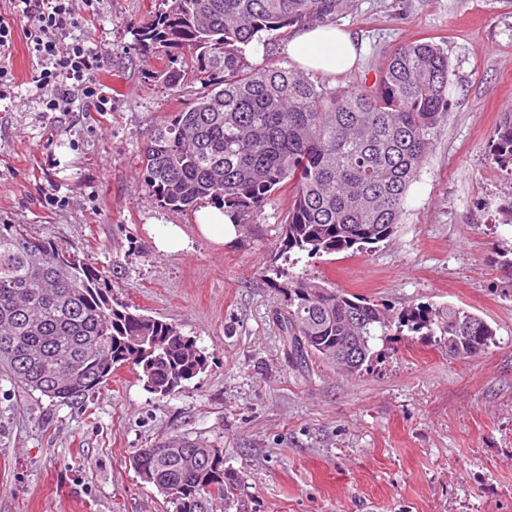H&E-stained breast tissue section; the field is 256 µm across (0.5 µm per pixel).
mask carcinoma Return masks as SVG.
Returning a JSON list of instances; mask_svg holds the SVG:
<instances>
[{
  "mask_svg": "<svg viewBox=\"0 0 512 512\" xmlns=\"http://www.w3.org/2000/svg\"><path fill=\"white\" fill-rule=\"evenodd\" d=\"M137 33L144 49L195 57L203 90L190 106L151 130L140 154L158 202L191 210L203 200L239 217L261 209L283 185L289 202L284 249L310 255L362 249L389 238L448 112V56L432 43H408L384 58L361 89L327 87L272 62L253 63L251 43L292 28L332 25L355 0H164ZM512 171V113L490 144ZM277 313L288 357L357 373L371 340L388 335L379 305L300 277ZM399 323L443 337L448 355L488 351L495 332L479 316L450 306L419 309ZM357 342L355 361L340 354ZM133 364L163 396L197 376L206 356L171 323L112 304L104 276L60 245L0 218V376L14 386L71 403L98 391L112 371ZM140 478L172 512H214L235 502L238 477L224 456L185 435L133 457Z\"/></svg>",
  "mask_w": 512,
  "mask_h": 512,
  "instance_id": "1",
  "label": "carcinoma"
}]
</instances>
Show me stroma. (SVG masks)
Segmentation results:
<instances>
[{"instance_id":"35a3bbf8","label":"stroma","mask_w":512,"mask_h":512,"mask_svg":"<svg viewBox=\"0 0 512 512\" xmlns=\"http://www.w3.org/2000/svg\"><path fill=\"white\" fill-rule=\"evenodd\" d=\"M158 0H75L63 35L101 53L112 99L98 112L42 111L23 40L0 101V216L27 225L108 276L116 302L177 325L206 366L183 388L151 392L126 366L85 404L0 379V512H169L133 455L188 435L221 449L247 512H512V172L490 155L512 113V0H357L337 27L362 49L327 86L371 85L398 45L448 56V112L411 184L394 233L358 251L284 253L288 191L217 244L199 214L161 207L143 182L142 139L201 92L178 51L145 50L136 33ZM184 76L170 89L164 73ZM54 193L46 202L45 193ZM179 225L186 250L154 246ZM289 275L384 305L391 318L453 305L483 318L496 344L462 361L437 338L391 331L354 376L290 362L275 314Z\"/></svg>"}]
</instances>
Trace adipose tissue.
Masks as SVG:
<instances>
[{
	"mask_svg": "<svg viewBox=\"0 0 512 512\" xmlns=\"http://www.w3.org/2000/svg\"><path fill=\"white\" fill-rule=\"evenodd\" d=\"M288 53L301 68L336 75L355 67L359 49L351 35L333 26L299 30Z\"/></svg>",
	"mask_w": 512,
	"mask_h": 512,
	"instance_id": "adipose-tissue-1",
	"label": "adipose tissue"
}]
</instances>
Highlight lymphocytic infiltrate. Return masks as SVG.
Returning <instances> with one entry per match:
<instances>
[{
	"label": "lymphocytic infiltrate",
	"instance_id": "1",
	"mask_svg": "<svg viewBox=\"0 0 512 512\" xmlns=\"http://www.w3.org/2000/svg\"><path fill=\"white\" fill-rule=\"evenodd\" d=\"M19 2L22 16L32 17L33 22L20 30L13 21L0 18V101L9 96L5 61L11 58L16 36L21 33L28 54L38 61L33 81L43 92L45 111L68 112L79 101L107 111L109 99L95 78L102 67L101 55L78 41L66 47L61 44V35L78 25L72 0Z\"/></svg>",
	"mask_w": 512,
	"mask_h": 512
}]
</instances>
